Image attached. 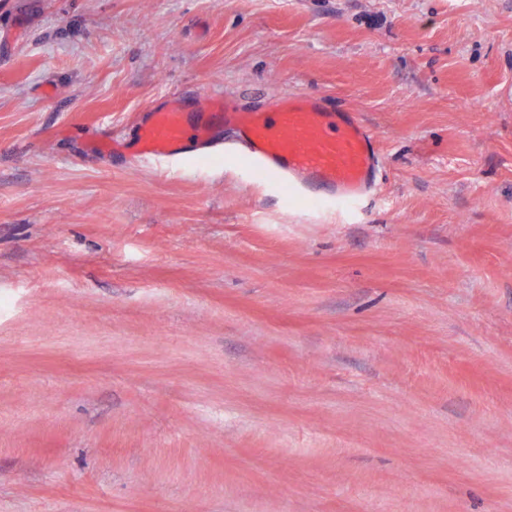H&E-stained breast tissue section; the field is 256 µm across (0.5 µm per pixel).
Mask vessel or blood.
<instances>
[{"label":"vessel or blood","mask_w":512,"mask_h":512,"mask_svg":"<svg viewBox=\"0 0 512 512\" xmlns=\"http://www.w3.org/2000/svg\"><path fill=\"white\" fill-rule=\"evenodd\" d=\"M220 130L233 133L254 174L315 203L349 206L378 184L382 158L373 129L307 93L283 96L269 112L243 108L221 91L194 107L173 94L142 114L124 146L143 158L195 153Z\"/></svg>","instance_id":"vessel-or-blood-1"}]
</instances>
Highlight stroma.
I'll use <instances>...</instances> for the list:
<instances>
[{
  "instance_id": "obj_1",
  "label": "stroma",
  "mask_w": 512,
  "mask_h": 512,
  "mask_svg": "<svg viewBox=\"0 0 512 512\" xmlns=\"http://www.w3.org/2000/svg\"><path fill=\"white\" fill-rule=\"evenodd\" d=\"M215 87L379 189L91 154ZM0 512H512V0H0Z\"/></svg>"
}]
</instances>
